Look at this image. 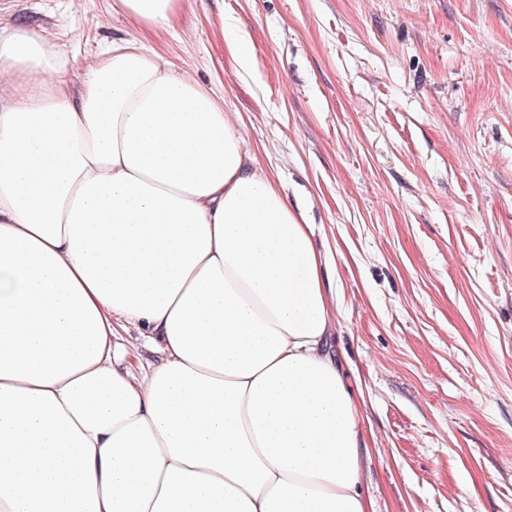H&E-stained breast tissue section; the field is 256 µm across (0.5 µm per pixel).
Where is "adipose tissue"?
<instances>
[{
  "label": "adipose tissue",
  "instance_id": "ef3b65f1",
  "mask_svg": "<svg viewBox=\"0 0 512 512\" xmlns=\"http://www.w3.org/2000/svg\"><path fill=\"white\" fill-rule=\"evenodd\" d=\"M70 68L0 25V512H374L304 213L215 89L132 40Z\"/></svg>",
  "mask_w": 512,
  "mask_h": 512
}]
</instances>
